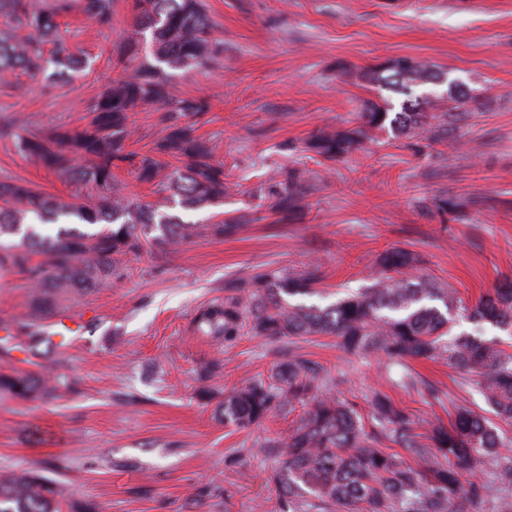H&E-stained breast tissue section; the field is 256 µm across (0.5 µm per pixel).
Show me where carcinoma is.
Masks as SVG:
<instances>
[{"label":"carcinoma","instance_id":"carcinoma-1","mask_svg":"<svg viewBox=\"0 0 512 512\" xmlns=\"http://www.w3.org/2000/svg\"><path fill=\"white\" fill-rule=\"evenodd\" d=\"M130 8L134 25L113 63L139 65L93 101L86 126L26 136L19 115H0V137L14 139L36 164L91 189V202L69 206L26 180L0 179V270L26 276L33 288L28 311L0 324L1 355L18 350L14 340L20 336L32 348L48 343L45 322L71 293L119 278L118 257L145 248L166 254L196 237H222L232 229L222 221L196 224L167 212L172 204L185 210L218 205L229 190L218 145L196 134L197 118L210 111V102L169 92V71L206 67L224 55L204 0H130ZM78 9L98 28H112V0H49L40 10L33 0H0V17L6 20L0 29V81L21 71L52 86L87 65L58 34L57 19ZM431 72L420 61L413 77L371 71L369 81L404 97L400 110L372 102L358 113V126L322 128L306 150L333 161L358 149L374 131L417 137L448 131L460 114H430L436 92L416 93ZM139 109L161 112L164 124L163 135L141 156L128 151L130 113ZM123 162L134 166L137 181L152 186L162 203L124 195L113 173ZM278 175L276 211L284 221L303 209L305 172L284 168ZM63 217L101 228L41 232L40 226ZM35 254L43 260L34 266ZM414 262L409 251L390 250L379 259L382 274L325 306L296 301L317 293L322 280L317 267L259 275L197 314L196 330L217 341L230 342L244 329L268 342L334 336L348 354L383 355L396 364L446 359L452 368L478 377L485 408H458L449 423L438 419L423 433L414 416L383 392L373 396L372 426H366L353 404L323 390L326 380L316 363L302 355L277 365L271 380L258 379L225 395L215 413L238 429L262 422L276 408L305 406L285 440L261 446L276 457L270 481L279 512H469L493 493L497 512H512V456L501 452L506 443L498 430L500 423L512 424V352L499 336H484L488 325L512 337V279L465 306L452 288L409 280L406 270ZM460 310L478 325L476 332L453 331L452 318ZM55 391L43 376L0 374V394L14 399L42 401ZM387 442L408 449L413 463L387 451ZM484 461L493 467L491 482L463 480L465 469ZM0 512H61L57 484L37 469L1 471Z\"/></svg>","mask_w":512,"mask_h":512}]
</instances>
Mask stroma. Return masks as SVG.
Wrapping results in <instances>:
<instances>
[{
  "mask_svg": "<svg viewBox=\"0 0 512 512\" xmlns=\"http://www.w3.org/2000/svg\"><path fill=\"white\" fill-rule=\"evenodd\" d=\"M224 56L207 68L175 71L173 96L204 97L211 110L198 133L214 139L230 189L225 217L238 229L161 255L121 257L112 285L74 295L66 311L85 316L79 345L42 356L46 375H63L55 398L0 395V470L38 468L55 479L63 512H277L269 481L276 460L262 444L280 440L298 411H274L244 430L214 409L225 394L267 377L303 354L336 395L367 411L382 391L420 425L454 406L479 409L475 382L444 362L346 354L332 336L267 343L248 333L218 344L194 319L235 283L262 273L318 267L324 294L355 290L392 247L413 252L414 280L448 284L475 304L512 277V0H206ZM111 29L77 12L61 21L79 69L51 90L20 77L0 85V113L19 112L42 135L89 120L87 111L120 70L112 55L132 29L125 0H114ZM399 57L425 62L466 84L438 111L465 117L448 137L373 133L348 157L325 161L304 143L323 127L351 128L365 101L401 95L364 74ZM307 173L300 218L276 223L277 169ZM29 180L66 202L89 189L39 168L0 137V179ZM454 209H444V201ZM216 366L208 381L204 368ZM415 385L399 386L403 372Z\"/></svg>",
  "mask_w": 512,
  "mask_h": 512,
  "instance_id": "1",
  "label": "stroma"
}]
</instances>
